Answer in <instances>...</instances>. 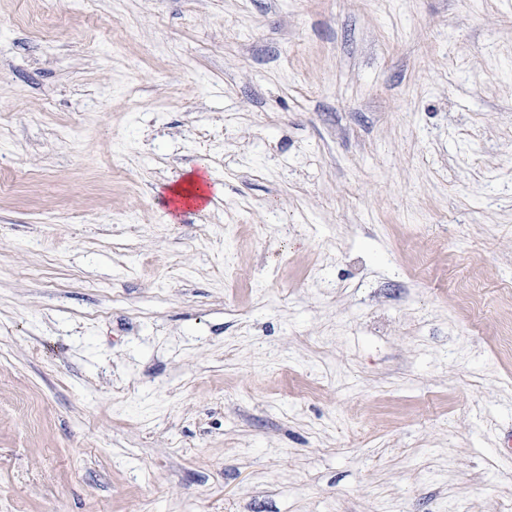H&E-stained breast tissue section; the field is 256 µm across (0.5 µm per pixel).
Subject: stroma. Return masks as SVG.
Wrapping results in <instances>:
<instances>
[{"mask_svg": "<svg viewBox=\"0 0 512 512\" xmlns=\"http://www.w3.org/2000/svg\"><path fill=\"white\" fill-rule=\"evenodd\" d=\"M511 426L512 0H0V512H512ZM206 183V176L203 174L191 173L185 179L184 183L169 189L171 195L170 202L175 205V208L200 205L208 198L204 185Z\"/></svg>", "mask_w": 512, "mask_h": 512, "instance_id": "1", "label": "stroma"}]
</instances>
